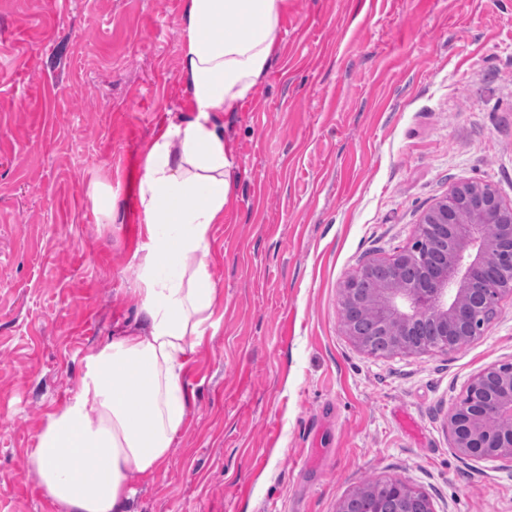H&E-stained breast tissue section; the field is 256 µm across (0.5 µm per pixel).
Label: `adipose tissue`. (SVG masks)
I'll return each mask as SVG.
<instances>
[{
  "instance_id": "ef3b65f1",
  "label": "adipose tissue",
  "mask_w": 512,
  "mask_h": 512,
  "mask_svg": "<svg viewBox=\"0 0 512 512\" xmlns=\"http://www.w3.org/2000/svg\"><path fill=\"white\" fill-rule=\"evenodd\" d=\"M288 0H186L179 75L193 119L149 144L137 201L146 222L135 290L142 327L84 359L77 391L49 412L28 463L62 512H130L132 475L153 474L185 426L184 372L213 325L210 234L233 191L210 115L248 97L267 68Z\"/></svg>"
}]
</instances>
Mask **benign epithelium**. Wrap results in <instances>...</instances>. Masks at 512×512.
<instances>
[{
  "mask_svg": "<svg viewBox=\"0 0 512 512\" xmlns=\"http://www.w3.org/2000/svg\"><path fill=\"white\" fill-rule=\"evenodd\" d=\"M495 235L485 232L501 218ZM512 296V205L487 184L454 186L416 225L413 243L348 276L340 320L362 351L388 355L449 351L479 335L477 324ZM494 413V426L487 414ZM448 435L466 457L512 459V363L475 373L448 410ZM434 512L423 491L398 478L371 482L341 500L338 512Z\"/></svg>",
  "mask_w": 512,
  "mask_h": 512,
  "instance_id": "benign-epithelium-1",
  "label": "benign epithelium"
}]
</instances>
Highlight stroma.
<instances>
[{
    "label": "stroma",
    "instance_id": "stroma-1",
    "mask_svg": "<svg viewBox=\"0 0 512 512\" xmlns=\"http://www.w3.org/2000/svg\"><path fill=\"white\" fill-rule=\"evenodd\" d=\"M185 6L0 0V512H59L28 450L85 356L141 322L136 186L190 116ZM211 119L234 164L210 238L222 300L132 512H336L390 477L435 512H512V459L459 455L446 423L472 375L512 363V297L420 355L360 350L339 312L343 280L411 245L453 185L512 202V0H288L259 83Z\"/></svg>",
    "mask_w": 512,
    "mask_h": 512
}]
</instances>
